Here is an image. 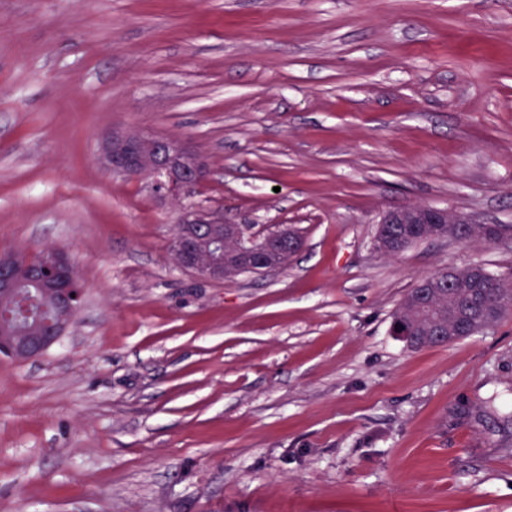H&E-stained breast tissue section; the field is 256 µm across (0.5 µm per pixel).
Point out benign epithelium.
<instances>
[{
    "instance_id": "benign-epithelium-1",
    "label": "benign epithelium",
    "mask_w": 512,
    "mask_h": 512,
    "mask_svg": "<svg viewBox=\"0 0 512 512\" xmlns=\"http://www.w3.org/2000/svg\"><path fill=\"white\" fill-rule=\"evenodd\" d=\"M103 166L115 175L154 178L155 189L173 197H188L208 179L205 155L191 145L138 129L106 135L99 148ZM426 206L390 210L382 224H474ZM297 233L288 228L249 233L218 213H190L170 243L176 266L202 281H224L245 273L265 274L282 269L283 256L299 247ZM76 266L64 249L40 254L0 252V354L19 362L38 360L60 342L81 301Z\"/></svg>"
}]
</instances>
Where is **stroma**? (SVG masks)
Segmentation results:
<instances>
[{
  "mask_svg": "<svg viewBox=\"0 0 512 512\" xmlns=\"http://www.w3.org/2000/svg\"><path fill=\"white\" fill-rule=\"evenodd\" d=\"M190 143L188 198L98 160ZM512 225V0H0V249L69 251L84 304L0 356V512H512V316L406 348L416 281L512 243L375 248L386 211ZM296 229L200 283L187 212Z\"/></svg>",
  "mask_w": 512,
  "mask_h": 512,
  "instance_id": "stroma-1",
  "label": "stroma"
}]
</instances>
